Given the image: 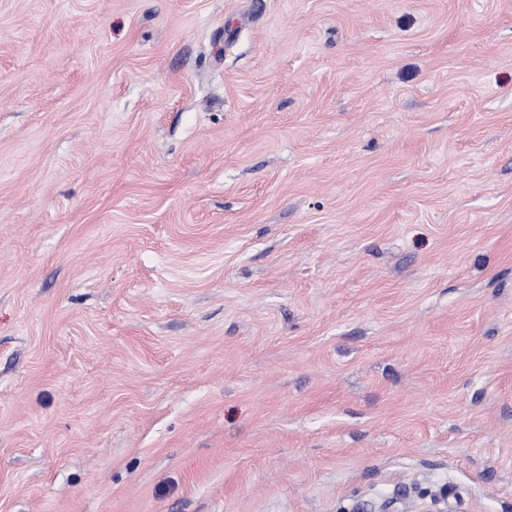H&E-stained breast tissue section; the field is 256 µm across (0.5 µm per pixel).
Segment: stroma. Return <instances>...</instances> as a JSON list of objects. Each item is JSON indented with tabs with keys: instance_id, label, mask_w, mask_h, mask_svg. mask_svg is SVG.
Instances as JSON below:
<instances>
[{
	"instance_id": "stroma-1",
	"label": "stroma",
	"mask_w": 512,
	"mask_h": 512,
	"mask_svg": "<svg viewBox=\"0 0 512 512\" xmlns=\"http://www.w3.org/2000/svg\"><path fill=\"white\" fill-rule=\"evenodd\" d=\"M512 512V0H0V512Z\"/></svg>"
}]
</instances>
